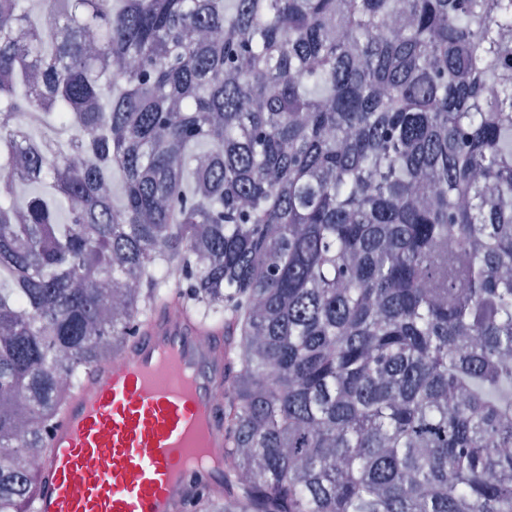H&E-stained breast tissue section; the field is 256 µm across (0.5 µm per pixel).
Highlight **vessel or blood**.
<instances>
[{"label":"vessel or blood","instance_id":"obj_1","mask_svg":"<svg viewBox=\"0 0 512 512\" xmlns=\"http://www.w3.org/2000/svg\"><path fill=\"white\" fill-rule=\"evenodd\" d=\"M224 336L162 311L47 430L32 512H178L224 483Z\"/></svg>","mask_w":512,"mask_h":512}]
</instances>
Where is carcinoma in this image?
<instances>
[{
	"mask_svg": "<svg viewBox=\"0 0 512 512\" xmlns=\"http://www.w3.org/2000/svg\"><path fill=\"white\" fill-rule=\"evenodd\" d=\"M0 73L41 114L22 176L0 136V512L175 292L224 327L190 512H512V0H0Z\"/></svg>",
	"mask_w": 512,
	"mask_h": 512,
	"instance_id": "obj_1",
	"label": "carcinoma"
}]
</instances>
